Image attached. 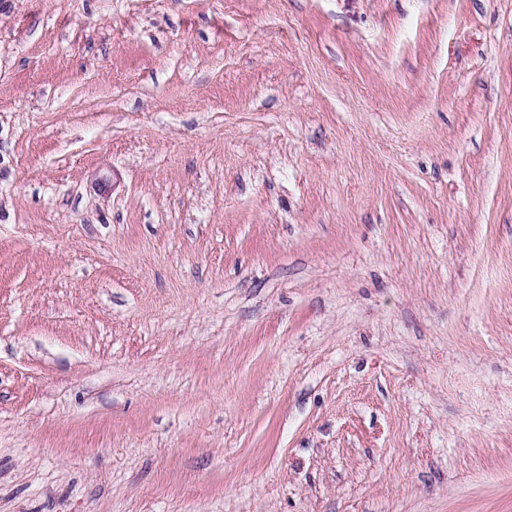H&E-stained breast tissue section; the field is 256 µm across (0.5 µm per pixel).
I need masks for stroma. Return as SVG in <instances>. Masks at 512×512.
<instances>
[{"label": "stroma", "instance_id": "1", "mask_svg": "<svg viewBox=\"0 0 512 512\" xmlns=\"http://www.w3.org/2000/svg\"><path fill=\"white\" fill-rule=\"evenodd\" d=\"M0 512H512V0H0Z\"/></svg>", "mask_w": 512, "mask_h": 512}]
</instances>
